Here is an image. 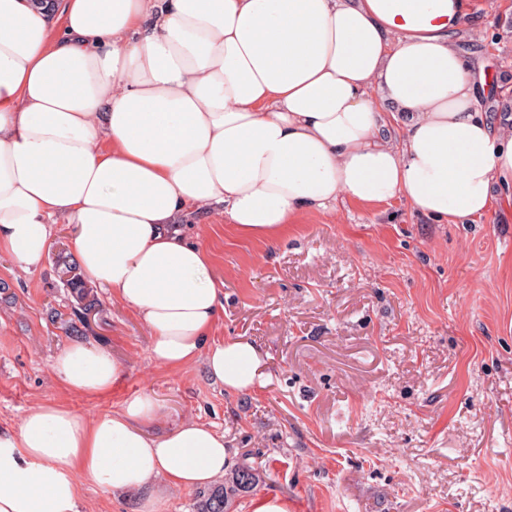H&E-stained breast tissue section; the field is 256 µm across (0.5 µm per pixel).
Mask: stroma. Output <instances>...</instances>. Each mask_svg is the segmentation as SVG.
Wrapping results in <instances>:
<instances>
[{
  "label": "stroma",
  "mask_w": 512,
  "mask_h": 512,
  "mask_svg": "<svg viewBox=\"0 0 512 512\" xmlns=\"http://www.w3.org/2000/svg\"><path fill=\"white\" fill-rule=\"evenodd\" d=\"M483 12L460 46L498 78L492 112L512 102V0ZM199 231L224 289L214 336L255 344L264 385L228 393L202 365L157 364L148 329L93 284L83 339L125 376L104 395L68 392L52 362L78 301L57 272L72 227L57 224L39 268L0 254V427L44 403L96 416L147 393L166 407L152 433L198 419L223 432L233 461L249 454L261 481L235 512L268 494L289 512H512V205L436 224L398 199L373 212L346 203L268 244L219 217ZM81 485L80 512L145 502Z\"/></svg>",
  "instance_id": "35a3bbf8"
}]
</instances>
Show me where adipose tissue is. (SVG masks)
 <instances>
[{
	"label": "adipose tissue",
	"instance_id": "ef3b65f1",
	"mask_svg": "<svg viewBox=\"0 0 512 512\" xmlns=\"http://www.w3.org/2000/svg\"><path fill=\"white\" fill-rule=\"evenodd\" d=\"M482 25L479 0H0V252L38 267L74 225L77 265L155 362L252 389L262 355L214 337L224 293L193 221L267 243L340 201L482 217L512 191V113L488 114L491 73L458 47ZM52 368L85 395L125 375L82 341ZM163 418L146 393L31 410L0 428V512H79L82 475L154 496L223 476V433L145 432Z\"/></svg>",
	"mask_w": 512,
	"mask_h": 512
}]
</instances>
